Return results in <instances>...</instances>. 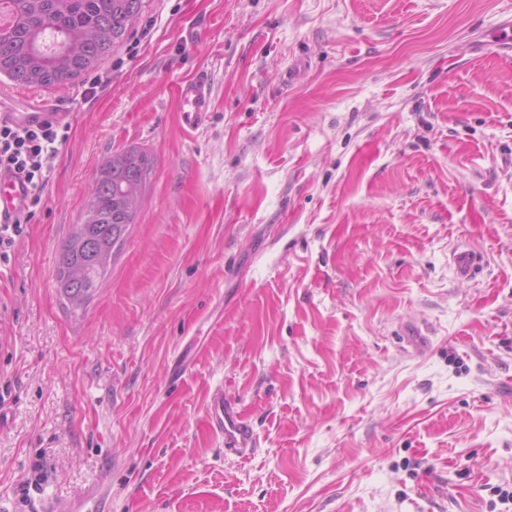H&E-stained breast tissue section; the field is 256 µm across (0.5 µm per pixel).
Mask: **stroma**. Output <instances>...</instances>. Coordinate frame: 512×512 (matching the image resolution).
Segmentation results:
<instances>
[{
	"label": "stroma",
	"instance_id": "35a3bbf8",
	"mask_svg": "<svg viewBox=\"0 0 512 512\" xmlns=\"http://www.w3.org/2000/svg\"><path fill=\"white\" fill-rule=\"evenodd\" d=\"M509 19L512 0H144L96 94L0 73L10 109L71 114L0 264V512H512ZM200 71L188 134L176 88ZM132 147L143 206L71 313L58 249ZM217 388L249 457L208 424ZM179 118L185 132L196 130L211 108V92L207 75L198 74L184 80L177 90ZM206 415L212 430L224 438V447L242 457L257 446L253 427L236 403L224 397V391H213L206 400Z\"/></svg>",
	"mask_w": 512,
	"mask_h": 512
}]
</instances>
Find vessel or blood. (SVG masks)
<instances>
[{
    "label": "vessel or blood",
    "mask_w": 512,
    "mask_h": 512,
    "mask_svg": "<svg viewBox=\"0 0 512 512\" xmlns=\"http://www.w3.org/2000/svg\"><path fill=\"white\" fill-rule=\"evenodd\" d=\"M180 124L184 131L196 130L211 108V92L207 75L199 74L184 80L178 87ZM12 123L27 126L44 121H61V112H11ZM29 189L25 182L10 173L0 172V223L8 224L19 216L26 204ZM206 415L212 430L224 439L225 449L248 456L257 445L253 427L236 403L225 397L223 390L213 391L206 400Z\"/></svg>",
    "instance_id": "1"
}]
</instances>
